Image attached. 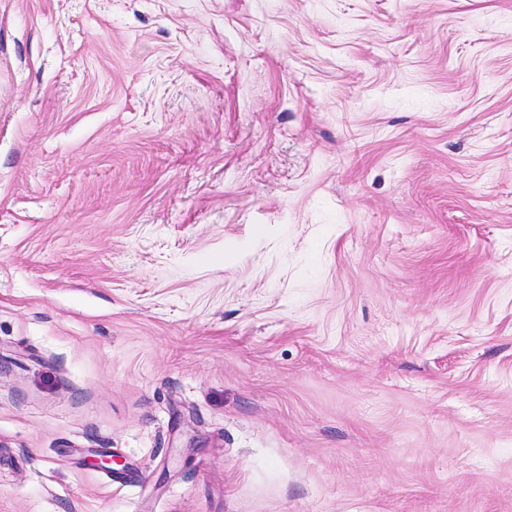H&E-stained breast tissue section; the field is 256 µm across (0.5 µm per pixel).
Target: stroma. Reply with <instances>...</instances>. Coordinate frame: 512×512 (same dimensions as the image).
<instances>
[{
    "label": "stroma",
    "mask_w": 512,
    "mask_h": 512,
    "mask_svg": "<svg viewBox=\"0 0 512 512\" xmlns=\"http://www.w3.org/2000/svg\"><path fill=\"white\" fill-rule=\"evenodd\" d=\"M0 512H512V0H0Z\"/></svg>",
    "instance_id": "35a3bbf8"
}]
</instances>
